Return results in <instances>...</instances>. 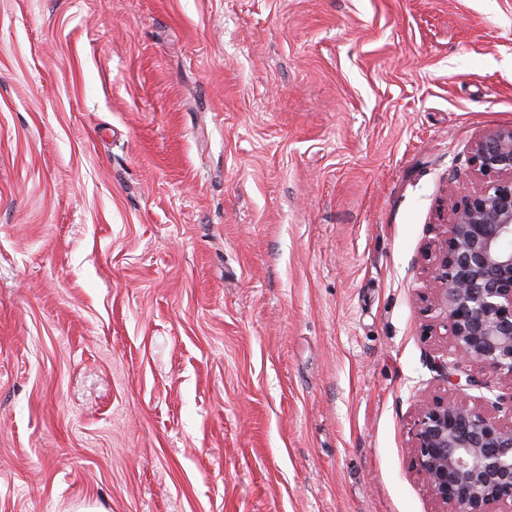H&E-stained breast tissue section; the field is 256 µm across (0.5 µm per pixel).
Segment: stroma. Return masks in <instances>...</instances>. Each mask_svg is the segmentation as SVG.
Returning a JSON list of instances; mask_svg holds the SVG:
<instances>
[{
	"label": "stroma",
	"instance_id": "stroma-1",
	"mask_svg": "<svg viewBox=\"0 0 512 512\" xmlns=\"http://www.w3.org/2000/svg\"><path fill=\"white\" fill-rule=\"evenodd\" d=\"M510 125L512 0H0V512H433L425 255Z\"/></svg>",
	"mask_w": 512,
	"mask_h": 512
}]
</instances>
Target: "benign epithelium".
<instances>
[{
	"instance_id": "1",
	"label": "benign epithelium",
	"mask_w": 512,
	"mask_h": 512,
	"mask_svg": "<svg viewBox=\"0 0 512 512\" xmlns=\"http://www.w3.org/2000/svg\"><path fill=\"white\" fill-rule=\"evenodd\" d=\"M454 181L460 197L427 255L446 365L512 384V126L474 141L472 169ZM411 448L434 512H512V411L504 418L436 395L416 411Z\"/></svg>"
}]
</instances>
